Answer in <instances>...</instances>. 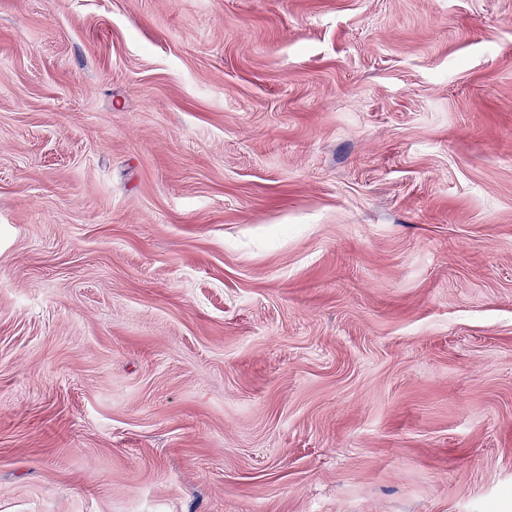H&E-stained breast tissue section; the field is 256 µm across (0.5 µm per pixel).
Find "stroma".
<instances>
[{"instance_id":"35a3bbf8","label":"stroma","mask_w":512,"mask_h":512,"mask_svg":"<svg viewBox=\"0 0 512 512\" xmlns=\"http://www.w3.org/2000/svg\"><path fill=\"white\" fill-rule=\"evenodd\" d=\"M0 512H512V0H0Z\"/></svg>"}]
</instances>
